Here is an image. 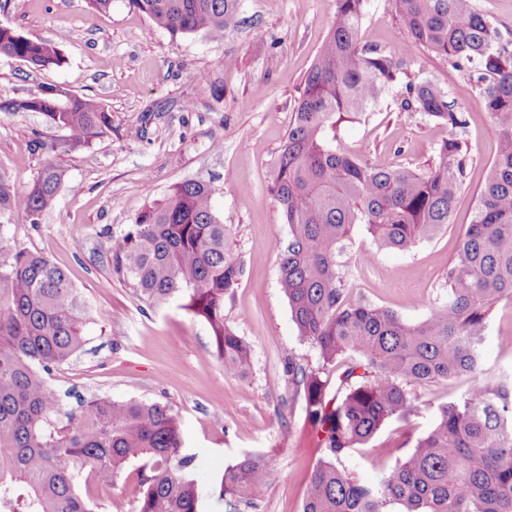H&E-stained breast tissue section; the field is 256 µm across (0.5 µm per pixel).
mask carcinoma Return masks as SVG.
Returning <instances> with one entry per match:
<instances>
[{
    "mask_svg": "<svg viewBox=\"0 0 512 512\" xmlns=\"http://www.w3.org/2000/svg\"><path fill=\"white\" fill-rule=\"evenodd\" d=\"M239 2L133 0L173 36L204 32L217 41L236 23ZM367 3L336 0L271 174L288 225L277 244L279 285L318 354L315 366L285 364L288 389L304 396L302 431L316 455L303 512H389L393 504L405 512H512V373L485 369L481 357L495 305L512 301V41L473 0H393L413 49L447 58L480 86L497 146L448 269V300L410 325L387 307L351 302L337 257L355 224L378 247L404 250L450 223L467 172L456 130L467 119L437 84L402 81L403 59L360 46ZM2 57L43 68L63 62L58 43L0 23ZM400 82L401 111L450 130L427 172L378 165L340 135L345 118L370 111ZM0 112H40L75 148L112 126L100 101L57 85L0 97ZM64 184V171L48 162L21 190L0 164V512H96L80 481L110 486L135 461L142 462L136 512H197L198 481L172 408L94 396L64 411L44 379L84 346L87 305L49 257L12 242L8 223L19 212L41 223ZM212 195L199 181L174 185L112 240V260L145 304L183 296L184 308L209 325L224 371L245 378L251 347L224 319V296L241 269ZM463 378L465 396L439 407L431 431L378 484L342 466L390 419L408 415L411 386ZM271 477L264 456L245 454L224 471L225 512L253 504Z\"/></svg>",
    "mask_w": 512,
    "mask_h": 512,
    "instance_id": "1",
    "label": "carcinoma"
}]
</instances>
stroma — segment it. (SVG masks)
<instances>
[{
	"label": "stroma",
	"instance_id": "35a3bbf8",
	"mask_svg": "<svg viewBox=\"0 0 512 512\" xmlns=\"http://www.w3.org/2000/svg\"><path fill=\"white\" fill-rule=\"evenodd\" d=\"M335 12V0H240L238 24L224 39L202 33L172 36L132 0L107 12L85 0H0V23L32 38L59 43L61 66L37 68L0 59V96L26 97L55 84L102 102L107 134L71 150L67 134L38 112H0V164L26 188L45 163L66 173L65 189L41 223L14 214L9 236L47 255L86 297V342L46 377L77 408L93 395L168 404L181 421L184 455L200 484L198 512H224L217 501L225 469L244 454L265 456L272 480L242 512H302L316 461L302 434L305 403L285 382L284 364L316 363L318 355L294 323L278 283L276 244L288 235L269 191L270 174L305 76ZM391 0H369L361 44L410 57L409 77L443 88L467 116L459 130L469 165L447 229L406 250L378 248L364 225L351 229L338 261L352 297L397 312L410 324L448 299L447 276L470 224L477 196L496 155L478 86L445 58L410 52ZM144 127L142 136L130 129ZM346 142L382 165L426 171L446 127L403 112L394 92L362 116L343 122ZM55 143L33 151V139ZM222 149H214V141ZM196 179L213 189V207L230 233L226 247L241 266L224 297L226 323L249 342L253 370L225 374L208 325L180 297L160 306L136 298L112 264V241L176 183ZM512 302L500 303L482 345L485 368L512 371ZM463 385L415 387L407 418L391 420L343 465L376 483L434 425L440 404ZM99 512H136L139 469L127 465L107 487L92 486Z\"/></svg>",
	"mask_w": 512,
	"mask_h": 512
}]
</instances>
